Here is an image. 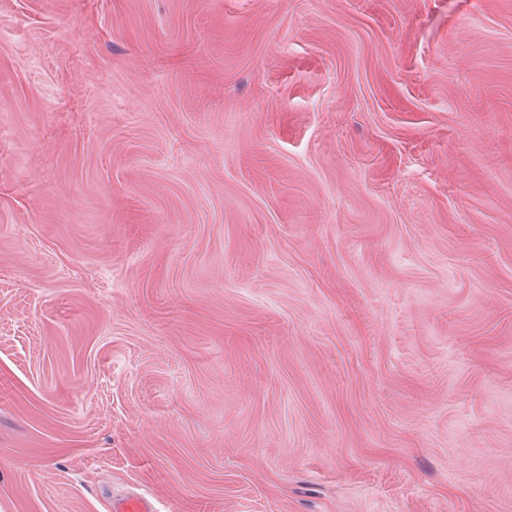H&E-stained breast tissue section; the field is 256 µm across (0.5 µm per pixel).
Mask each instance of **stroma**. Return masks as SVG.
Here are the masks:
<instances>
[{
    "label": "stroma",
    "mask_w": 512,
    "mask_h": 512,
    "mask_svg": "<svg viewBox=\"0 0 512 512\" xmlns=\"http://www.w3.org/2000/svg\"><path fill=\"white\" fill-rule=\"evenodd\" d=\"M512 512V0H0V512Z\"/></svg>",
    "instance_id": "35a3bbf8"
}]
</instances>
